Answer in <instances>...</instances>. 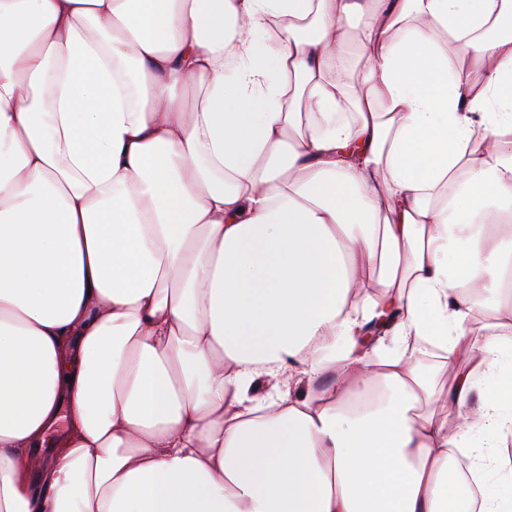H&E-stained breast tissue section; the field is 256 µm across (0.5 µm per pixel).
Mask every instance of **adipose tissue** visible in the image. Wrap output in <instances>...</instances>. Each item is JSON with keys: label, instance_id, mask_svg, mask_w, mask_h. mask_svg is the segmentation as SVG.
<instances>
[{"label": "adipose tissue", "instance_id": "ef3b65f1", "mask_svg": "<svg viewBox=\"0 0 512 512\" xmlns=\"http://www.w3.org/2000/svg\"><path fill=\"white\" fill-rule=\"evenodd\" d=\"M503 211L512 0H0V512H512Z\"/></svg>", "mask_w": 512, "mask_h": 512}]
</instances>
